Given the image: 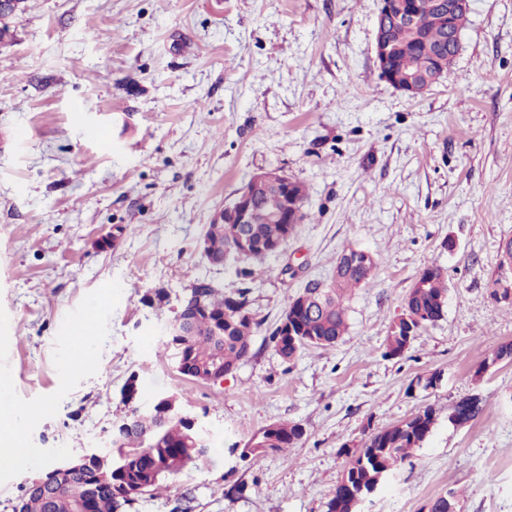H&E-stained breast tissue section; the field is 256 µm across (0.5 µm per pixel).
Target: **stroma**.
<instances>
[{
	"mask_svg": "<svg viewBox=\"0 0 512 512\" xmlns=\"http://www.w3.org/2000/svg\"><path fill=\"white\" fill-rule=\"evenodd\" d=\"M378 0H24L0 43V375L31 413L39 456L0 467V508L61 458L111 446L141 400L176 397L207 457L129 512H325L351 456L425 407L436 424L358 512H512V343L496 297L512 239V0H472L462 51L412 98L379 76ZM303 182L305 220L252 279L197 248L215 210L259 169ZM126 233H118V226ZM377 268L353 291L336 346L284 362L268 344L290 297L330 282L340 252ZM449 284L441 320L385 358V338L426 268ZM209 280L248 287L261 325L217 382L180 375L163 321ZM166 288L163 317L141 298ZM95 310L88 362L71 370L63 324ZM439 375L437 386L422 379ZM474 421L448 410L470 395ZM299 424L287 455L240 459L262 427Z\"/></svg>",
	"mask_w": 512,
	"mask_h": 512,
	"instance_id": "1",
	"label": "stroma"
}]
</instances>
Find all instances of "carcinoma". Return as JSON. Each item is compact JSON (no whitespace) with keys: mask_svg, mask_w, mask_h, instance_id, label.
I'll use <instances>...</instances> for the list:
<instances>
[{"mask_svg":"<svg viewBox=\"0 0 512 512\" xmlns=\"http://www.w3.org/2000/svg\"><path fill=\"white\" fill-rule=\"evenodd\" d=\"M410 2L414 6L413 25L388 24L387 31L393 44L388 58L389 68L399 72L410 58L422 66L439 51L446 67H451L454 59L448 52L439 0ZM289 196L299 207H304L305 185L293 178L287 191L279 187L256 190L250 224L247 225L251 238L247 249L234 255L235 226L213 221L205 231L207 251L216 259L237 263V277L243 280L253 277L250 262L263 263L296 229V225L285 223L284 200ZM376 265L375 257L365 255L363 249H343L328 287L313 283L288 300L284 315L292 325L294 336L288 338L280 327H275L269 342L276 354L289 362L306 347L336 345L349 329L348 295L360 285L369 283ZM199 288L203 289L204 303L200 318L191 321L181 335L166 334L165 346L172 351L175 366L184 376L188 375L187 367L229 374L248 357L252 336L259 326L250 309L249 288H239L231 293L215 284L201 283ZM448 291V281L440 268H427L418 276L404 298L401 314L390 325L385 339V357L403 355L421 329L441 319L448 303ZM169 399L171 396L160 394L148 404V411L141 408L127 411L125 417L113 426L112 447L118 454L124 448H153L161 456L178 458L181 467L170 472L176 476L206 456L209 441L205 432H193L188 414L177 405L165 418L159 417L160 407H169ZM482 411L480 398L465 416L456 405L448 411V422L469 423ZM435 421V411L426 407L371 436L349 461L342 481L326 503V512H356L357 500L365 498V492L376 488L394 468L422 446ZM302 436L303 429L297 423L273 422L256 433L264 447L244 448L240 457L282 453ZM142 472V463L127 460L124 468L112 473V485L93 493L91 512H126L135 501L129 491L142 482ZM19 498L26 500V512H75L67 495L48 501L38 490L25 486ZM428 512H459L454 493L435 498Z\"/></svg>","mask_w":512,"mask_h":512,"instance_id":"carcinoma-1","label":"carcinoma"}]
</instances>
